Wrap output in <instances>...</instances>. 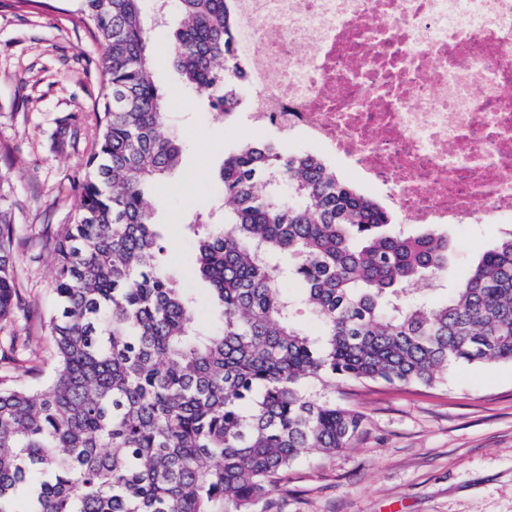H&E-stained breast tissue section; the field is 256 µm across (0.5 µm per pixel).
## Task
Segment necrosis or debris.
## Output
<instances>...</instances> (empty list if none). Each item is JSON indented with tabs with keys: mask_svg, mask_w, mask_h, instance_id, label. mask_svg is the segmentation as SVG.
I'll use <instances>...</instances> for the list:
<instances>
[{
	"mask_svg": "<svg viewBox=\"0 0 512 512\" xmlns=\"http://www.w3.org/2000/svg\"><path fill=\"white\" fill-rule=\"evenodd\" d=\"M255 122L408 224L512 217V0H236Z\"/></svg>",
	"mask_w": 512,
	"mask_h": 512,
	"instance_id": "obj_1",
	"label": "necrosis or debris"
}]
</instances>
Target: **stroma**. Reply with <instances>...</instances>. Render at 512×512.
I'll use <instances>...</instances> for the list:
<instances>
[{
    "instance_id": "1",
    "label": "stroma",
    "mask_w": 512,
    "mask_h": 512,
    "mask_svg": "<svg viewBox=\"0 0 512 512\" xmlns=\"http://www.w3.org/2000/svg\"><path fill=\"white\" fill-rule=\"evenodd\" d=\"M73 0L51 11L0 8V151L11 149L12 210L20 247L17 271L34 312L26 326L39 365L51 373L50 340L43 318L53 309V255L47 230L73 223L82 173L95 136L94 105L105 49L78 23ZM148 54L167 112L164 131L184 148L180 166L155 189L150 202L168 243L174 275L190 268L195 244L186 225L217 202L224 157L243 141L273 140L249 111L223 119L183 83L173 64L177 10L156 19L144 0ZM74 114V146L55 149L56 121ZM502 224L450 230L448 281L456 283L497 242ZM327 394L346 393L365 416L350 447L311 452L273 490L272 512H512V364L495 369L460 364L448 385L417 389L403 384L348 390L330 382Z\"/></svg>"
}]
</instances>
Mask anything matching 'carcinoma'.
Here are the masks:
<instances>
[{"instance_id": "cac0c4a2", "label": "carcinoma", "mask_w": 512, "mask_h": 512, "mask_svg": "<svg viewBox=\"0 0 512 512\" xmlns=\"http://www.w3.org/2000/svg\"><path fill=\"white\" fill-rule=\"evenodd\" d=\"M106 49L105 93L79 216L53 242L54 375L33 390V337L16 330L0 361V512H258L306 453H332L364 415L314 390L329 378L444 386L458 363L512 362V230L457 285L447 229L415 233L311 154L246 140L224 157V220L188 224L212 322L174 280L148 189L183 147L147 52L142 0H76ZM175 5V68L229 119L247 81L233 0ZM17 10L50 0H3ZM59 121L57 147L75 142ZM9 171L0 168V325L31 305L20 288ZM296 282L299 287L288 288Z\"/></svg>"}]
</instances>
